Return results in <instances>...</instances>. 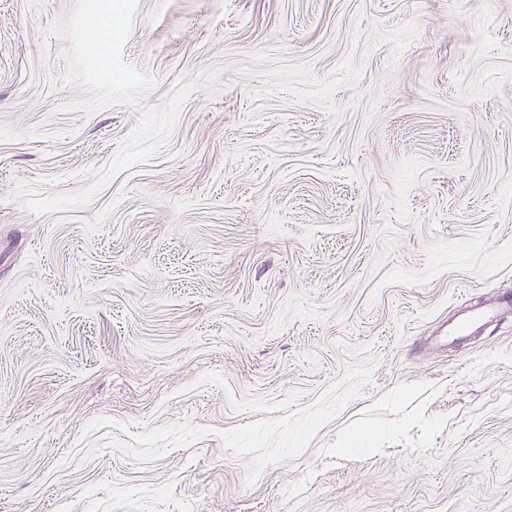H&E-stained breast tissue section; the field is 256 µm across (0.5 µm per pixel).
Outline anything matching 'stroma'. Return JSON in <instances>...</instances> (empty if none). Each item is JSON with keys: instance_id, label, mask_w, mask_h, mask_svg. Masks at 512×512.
<instances>
[{"instance_id": "1", "label": "stroma", "mask_w": 512, "mask_h": 512, "mask_svg": "<svg viewBox=\"0 0 512 512\" xmlns=\"http://www.w3.org/2000/svg\"><path fill=\"white\" fill-rule=\"evenodd\" d=\"M505 293L512 0H0V512H512ZM511 310L512 300L507 295L479 305L465 302L448 326L445 325V335L434 336L433 340L451 348L469 336L484 333L494 324L497 326Z\"/></svg>"}]
</instances>
